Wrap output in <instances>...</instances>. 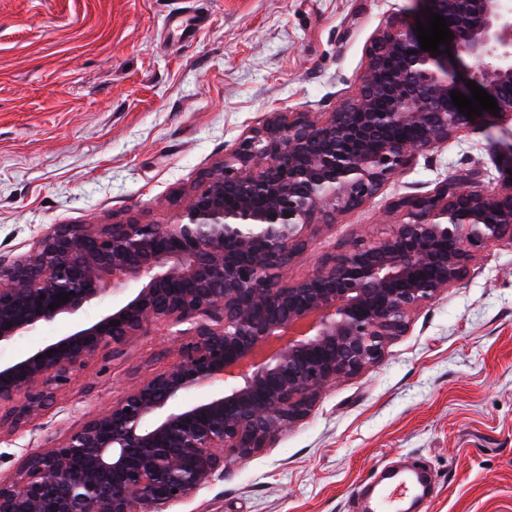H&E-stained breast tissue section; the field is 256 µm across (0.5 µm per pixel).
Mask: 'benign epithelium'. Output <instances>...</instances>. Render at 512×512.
Returning a JSON list of instances; mask_svg holds the SVG:
<instances>
[{
	"label": "benign epithelium",
	"mask_w": 512,
	"mask_h": 512,
	"mask_svg": "<svg viewBox=\"0 0 512 512\" xmlns=\"http://www.w3.org/2000/svg\"><path fill=\"white\" fill-rule=\"evenodd\" d=\"M419 2L454 34L442 54L423 51L409 21L378 29L353 95L321 119L269 113L203 175L176 222L59 224L28 254L0 256V351L46 323L73 322L0 360V430L43 415L74 372L156 324L172 358L0 476V512H169L224 475L228 453L267 447L325 389L380 360L477 251L512 243V183L446 178L397 198L384 236L287 277L309 229L361 207L471 125L452 104L446 49L478 63L472 80L512 123V6ZM93 304L97 317L82 318Z\"/></svg>",
	"instance_id": "1"
}]
</instances>
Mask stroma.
<instances>
[{"instance_id":"stroma-1","label":"stroma","mask_w":512,"mask_h":512,"mask_svg":"<svg viewBox=\"0 0 512 512\" xmlns=\"http://www.w3.org/2000/svg\"><path fill=\"white\" fill-rule=\"evenodd\" d=\"M416 0H0V254L57 224H169L201 175L271 112L333 111L376 30ZM478 169L512 181V126L484 116L418 156L361 208L307 233L290 278L359 236L401 195ZM160 327L101 352L49 413L0 443V474L61 442L169 361ZM423 463L421 512H512V244L417 310L382 360L171 512H356L376 470Z\"/></svg>"}]
</instances>
